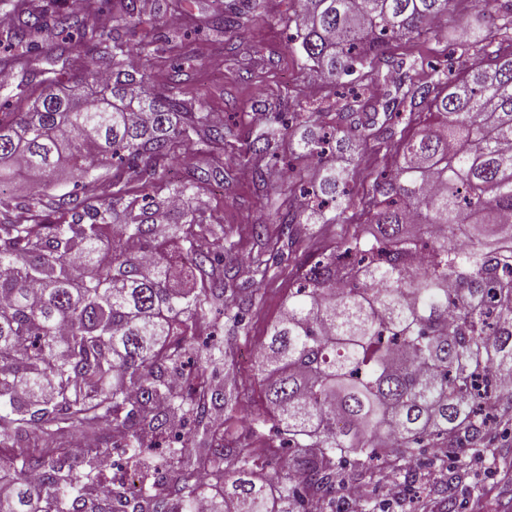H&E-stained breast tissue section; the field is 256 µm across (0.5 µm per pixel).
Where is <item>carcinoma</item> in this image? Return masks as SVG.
<instances>
[{
    "label": "carcinoma",
    "instance_id": "1",
    "mask_svg": "<svg viewBox=\"0 0 512 512\" xmlns=\"http://www.w3.org/2000/svg\"><path fill=\"white\" fill-rule=\"evenodd\" d=\"M125 26L140 21L139 0H120ZM288 21L299 50L329 83L357 68L392 66L389 36L409 37L450 10L454 0H295ZM75 27L73 46L55 55L69 74L72 49L91 56L73 85L46 84L31 108L6 112L26 85L3 92L0 104V512H315L336 492L348 465H370L392 448L441 444L472 448L491 420L512 414L497 379L512 380V52L471 28L459 47H473L482 64L466 77L448 71L401 98L382 103L356 95L338 113L344 122L336 147L362 128L386 134L399 162L375 178L363 207L370 230L356 225L331 251L303 269L295 291L261 346L257 375L267 410L256 429L288 437L294 449L281 485L257 472L245 448L209 431V447L176 476L167 499L147 495L101 502L88 498L99 485L98 459L114 429L122 430L127 463L147 466L144 433L165 439L185 416L208 426L223 403L233 419L239 387L222 393L205 382L178 396L170 379L182 372L189 324L212 304L242 321L259 303L226 294L214 277L196 294L171 284L172 255L160 227L183 231L181 258L190 271L224 263L206 247L215 234L196 204L198 190L231 178L216 154L224 124L213 121L188 94L180 70L161 92L143 60L153 42L136 47L93 23ZM43 28L32 11L0 33L7 67L30 60L32 31ZM496 30L512 42V3ZM426 105L431 121L413 134L414 109ZM273 113L245 153L277 156L284 134ZM196 138L204 159L172 185L167 197L149 192L157 168L179 142ZM325 141L305 138L295 159L322 158ZM112 168L111 189L96 171ZM81 176L80 191L43 193L65 172ZM19 172L41 180L28 200L1 198ZM326 172L313 203L288 206V223L307 214L312 224L348 223L352 201ZM141 184L132 198L127 185ZM70 220L54 223L50 213ZM47 398L41 397L44 387ZM91 438L86 469L63 471L57 439ZM236 464L224 473V460Z\"/></svg>",
    "mask_w": 512,
    "mask_h": 512
}]
</instances>
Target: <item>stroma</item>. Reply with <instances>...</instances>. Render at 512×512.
<instances>
[{"label":"stroma","mask_w":512,"mask_h":512,"mask_svg":"<svg viewBox=\"0 0 512 512\" xmlns=\"http://www.w3.org/2000/svg\"><path fill=\"white\" fill-rule=\"evenodd\" d=\"M218 7L217 0H144L134 39L155 43L156 51L148 61L155 85L165 84L172 66L182 63L188 86L203 99L207 112L233 130L219 155L220 161L233 167L232 180L221 188H201L198 197L207 223L223 226L229 247L218 276L229 279L240 295L258 292L261 301L246 314L237 332H230L223 313L215 311L191 326L189 334L197 345L229 343L232 363L215 360L208 366V376L221 386L236 381L247 387L232 421H225L223 411L213 413L223 422L226 443L249 449L256 462L277 468L287 458V449L252 427L265 407L254 353L267 339L304 263L328 253L350 224H299L290 239L282 233L276 209L298 196L300 188H316L326 167L342 176L355 199L348 212L350 223L367 222L360 200L379 173L392 169L396 155L364 130L356 134L355 150L329 153L322 163L287 177L281 174L288 163L287 149L281 150L275 164L245 155L265 106L285 112L289 128L284 140L293 144L306 131L319 135L334 122L339 90L325 83L302 58L296 29L288 22L294 10L292 0H258L260 22L245 20L223 34L215 30ZM481 9L480 0H456L448 15L429 24L424 33L390 42L387 55L408 65L404 81H430L434 69L445 66L452 56L460 26L478 20L491 25ZM309 106L317 108L319 115L317 121L306 124L299 113ZM258 168L271 170L267 186L256 184ZM258 224L266 228L260 239L254 235ZM281 252L288 253V260L271 264L265 279H258L253 259ZM385 470L408 478L411 496L426 499V512H512V423L494 430L484 448H424L406 457L388 453ZM343 480L362 487V512H409L411 508L409 499L388 502L382 481L360 469L347 468Z\"/></svg>","instance_id":"35a3bbf8"}]
</instances>
